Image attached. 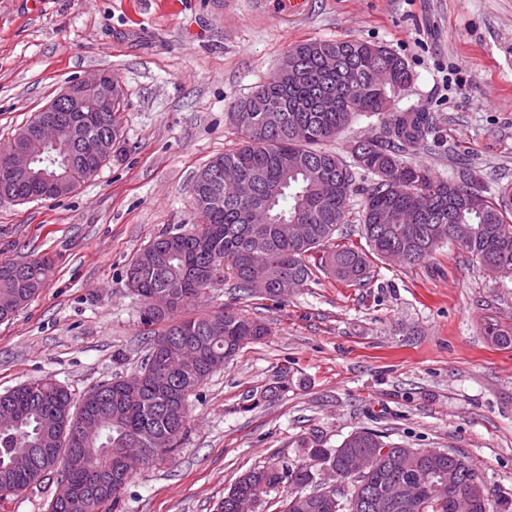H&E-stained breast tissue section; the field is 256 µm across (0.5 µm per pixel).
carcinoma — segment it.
<instances>
[{"label": "carcinoma", "instance_id": "carcinoma-1", "mask_svg": "<svg viewBox=\"0 0 512 512\" xmlns=\"http://www.w3.org/2000/svg\"><path fill=\"white\" fill-rule=\"evenodd\" d=\"M379 67L393 70L395 84L372 82L371 74ZM412 79L406 61L378 43L315 39L287 50L277 74L229 113L244 136L243 144L212 158L196 173L191 196L199 224L189 231L162 233L127 266V285L135 294L148 298L166 292L172 297L168 310L142 312L144 326L165 321L168 325L152 337L141 372L150 370L157 352L166 354L171 365L149 374L136 390L115 379L93 387L78 401L46 377L0 393V408L15 413L11 424L0 426V500L38 484L47 471H62L71 500L67 505H49L50 512H82L80 503L91 497L98 512H116L123 493L121 484L112 483L117 451L138 440L152 449L151 458L157 461L180 446L188 410L178 398L192 395L245 344L268 334L260 320L230 309L176 318L179 309L211 287L203 280L206 270H230L234 288L248 297L255 294L252 281L262 279L267 283L263 296L282 302L277 293L282 283L291 279L303 288L314 280L317 269L341 282L362 285L370 274L371 255L384 259L400 254L404 263L419 264L433 256L425 243L442 225L448 232L447 243L466 251L490 275L512 282V183L487 195L466 165L457 167L447 181L405 159L426 147L435 133L431 113L392 109V95ZM358 112L382 116L381 136L366 147L354 145L350 163L322 150L320 145L335 138ZM73 119L72 112H37L0 155L23 149L45 158L48 148L34 135L37 123L53 120L67 125ZM92 130L118 140V113H95ZM6 162L0 160V192L11 198L38 195L54 200L92 176L89 167L76 164L61 180L18 178L7 170ZM229 168L255 181L252 200L237 199L224 183V170ZM356 168L374 176L360 215L365 250L338 243L346 237ZM316 252L321 256L315 266L310 257ZM49 272L44 258L1 259L0 321L10 319L33 299L45 287ZM184 342L194 343L199 357L183 359ZM286 391L288 369L284 368L277 381L246 396L245 408H256ZM102 410L112 413L108 424L93 435L82 434L81 421ZM386 446L383 435L368 428L353 430L334 448L326 447L318 435L304 438L299 441L302 461L270 462L244 472L218 509L234 512L235 496L263 497L280 487L311 486L315 468L324 463L345 475L355 456ZM76 448L82 450L88 466L64 469ZM22 453L31 455L26 471L13 468L14 458ZM431 465L454 468L461 492L480 481L476 467L452 450ZM405 479L420 487L423 507L417 512H454L448 502H440L426 463L416 456L398 471L372 462L365 477L351 485L350 510H337L328 502L304 507L285 496L278 512H377L375 504L386 486ZM474 512H512V500L487 498L476 504Z\"/></svg>", "mask_w": 512, "mask_h": 512}]
</instances>
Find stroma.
I'll return each instance as SVG.
<instances>
[{
  "instance_id": "1",
  "label": "stroma",
  "mask_w": 512,
  "mask_h": 512,
  "mask_svg": "<svg viewBox=\"0 0 512 512\" xmlns=\"http://www.w3.org/2000/svg\"><path fill=\"white\" fill-rule=\"evenodd\" d=\"M348 38L408 63L394 106L436 120L411 162L448 179L464 159L491 194L512 182V0H0V147L70 81L109 72L125 93L119 142L94 176L56 200H0V259L52 261L45 288L0 321V393L49 376L78 398L138 370L154 330L129 261L198 223L195 173L243 141L232 105L294 44ZM380 132L362 112L325 147L346 158ZM370 266L368 285L322 274L282 303L237 298L228 278L181 309L228 305L269 333L190 396L181 447L131 475L119 512H216L245 471L358 427L456 451L512 499V344L489 334L512 333V282L448 244L418 265ZM283 368L288 393L243 411Z\"/></svg>"
}]
</instances>
